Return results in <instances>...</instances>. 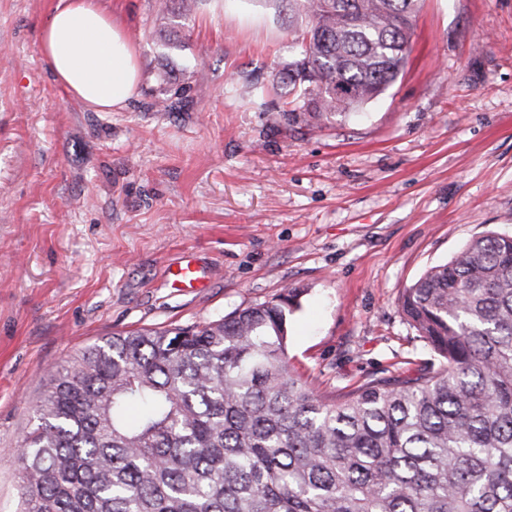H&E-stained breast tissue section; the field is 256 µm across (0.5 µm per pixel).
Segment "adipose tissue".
<instances>
[{"instance_id": "1", "label": "adipose tissue", "mask_w": 512, "mask_h": 512, "mask_svg": "<svg viewBox=\"0 0 512 512\" xmlns=\"http://www.w3.org/2000/svg\"><path fill=\"white\" fill-rule=\"evenodd\" d=\"M40 50L55 81L97 111L124 107L139 91V51L100 0H56Z\"/></svg>"}]
</instances>
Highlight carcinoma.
I'll use <instances>...</instances> for the list:
<instances>
[{
	"instance_id": "1",
	"label": "carcinoma",
	"mask_w": 512,
	"mask_h": 512,
	"mask_svg": "<svg viewBox=\"0 0 512 512\" xmlns=\"http://www.w3.org/2000/svg\"><path fill=\"white\" fill-rule=\"evenodd\" d=\"M292 2L305 68L266 89H288V121L347 116L396 81L420 0ZM163 4L173 47L196 0ZM297 296L68 360L17 453L21 512H512V235L474 238L404 289L443 359L414 378L316 394L288 365Z\"/></svg>"
}]
</instances>
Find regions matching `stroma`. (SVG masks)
<instances>
[{"label":"stroma","instance_id":"1","mask_svg":"<svg viewBox=\"0 0 512 512\" xmlns=\"http://www.w3.org/2000/svg\"><path fill=\"white\" fill-rule=\"evenodd\" d=\"M55 0H0V512L57 369L112 334L201 325L299 289L293 373L333 396L441 359L398 299L472 238L512 235V0H421L397 81L356 117L290 124L272 80L307 18L198 0L161 46L159 0H102L143 79L99 112L52 76ZM185 85L170 112L152 107ZM193 255L206 287L172 288Z\"/></svg>","mask_w":512,"mask_h":512}]
</instances>
